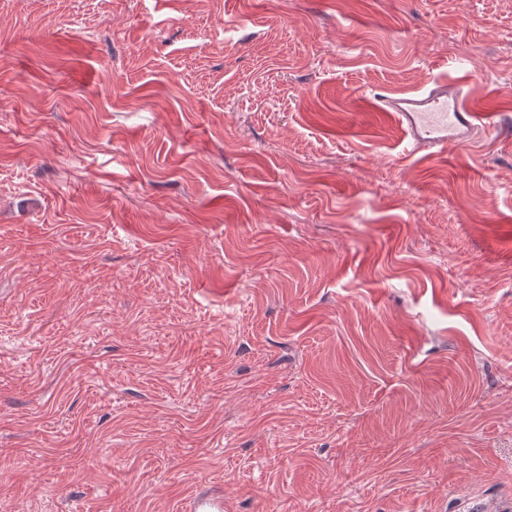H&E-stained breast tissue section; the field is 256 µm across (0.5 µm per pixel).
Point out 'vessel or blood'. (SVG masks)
Returning <instances> with one entry per match:
<instances>
[{
  "instance_id": "b4317fda",
  "label": "vessel or blood",
  "mask_w": 512,
  "mask_h": 512,
  "mask_svg": "<svg viewBox=\"0 0 512 512\" xmlns=\"http://www.w3.org/2000/svg\"><path fill=\"white\" fill-rule=\"evenodd\" d=\"M467 82L464 76L437 78L417 90L393 95L377 92L382 109L392 114L403 131V157L473 142L482 126L468 102ZM182 512L229 510L223 492L206 490L192 493L183 503Z\"/></svg>"
}]
</instances>
